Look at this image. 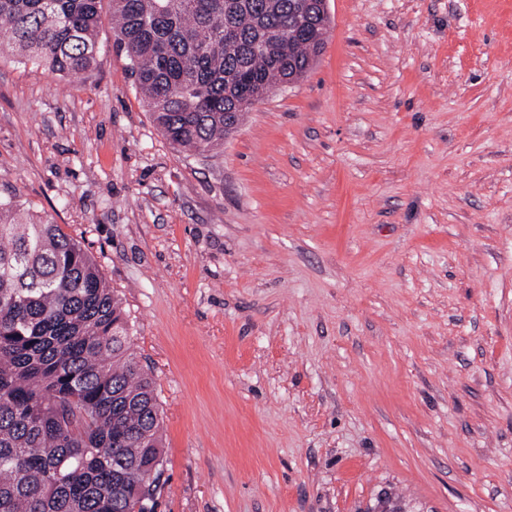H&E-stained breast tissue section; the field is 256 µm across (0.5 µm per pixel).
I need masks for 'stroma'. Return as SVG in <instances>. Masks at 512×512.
Listing matches in <instances>:
<instances>
[{
    "instance_id": "stroma-1",
    "label": "stroma",
    "mask_w": 512,
    "mask_h": 512,
    "mask_svg": "<svg viewBox=\"0 0 512 512\" xmlns=\"http://www.w3.org/2000/svg\"><path fill=\"white\" fill-rule=\"evenodd\" d=\"M222 150L0 60V197L78 240L156 382V512H512V0H327Z\"/></svg>"
}]
</instances>
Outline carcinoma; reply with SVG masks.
Wrapping results in <instances>:
<instances>
[{
    "instance_id": "cac0c4a2",
    "label": "carcinoma",
    "mask_w": 512,
    "mask_h": 512,
    "mask_svg": "<svg viewBox=\"0 0 512 512\" xmlns=\"http://www.w3.org/2000/svg\"><path fill=\"white\" fill-rule=\"evenodd\" d=\"M101 0H0V57L60 75L96 61ZM135 90L173 145L205 157L224 113L304 78L330 17L318 0H112ZM155 381L121 299L80 241L0 200V512L155 509Z\"/></svg>"
}]
</instances>
